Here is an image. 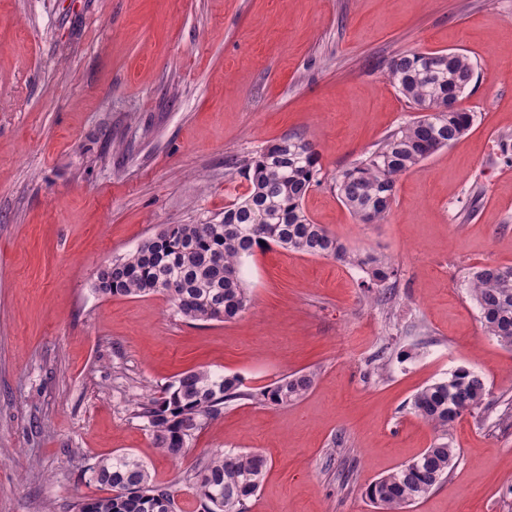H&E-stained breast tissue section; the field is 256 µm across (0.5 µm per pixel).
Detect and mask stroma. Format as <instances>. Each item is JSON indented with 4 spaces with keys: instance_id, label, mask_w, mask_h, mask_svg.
<instances>
[{
    "instance_id": "stroma-1",
    "label": "stroma",
    "mask_w": 512,
    "mask_h": 512,
    "mask_svg": "<svg viewBox=\"0 0 512 512\" xmlns=\"http://www.w3.org/2000/svg\"><path fill=\"white\" fill-rule=\"evenodd\" d=\"M413 51L471 59L473 123L362 224L336 177L416 117L387 80ZM293 134L320 154L309 217L394 260L392 303L359 270L276 245L244 262L251 305L230 322L95 293L164 225L222 212ZM508 135L512 0H0V512H73L97 492L89 464L119 453L199 512L186 477L224 449L268 459L249 512H376L366 488L435 439L410 399L461 367L490 408L459 420L456 466L411 512H512V349L468 293L474 269L512 265ZM198 367L249 388L316 380L285 407L229 405L173 459L133 403Z\"/></svg>"
}]
</instances>
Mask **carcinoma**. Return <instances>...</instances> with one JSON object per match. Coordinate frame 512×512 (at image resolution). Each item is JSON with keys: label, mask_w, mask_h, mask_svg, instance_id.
I'll list each match as a JSON object with an SVG mask.
<instances>
[{"label": "carcinoma", "mask_w": 512, "mask_h": 512, "mask_svg": "<svg viewBox=\"0 0 512 512\" xmlns=\"http://www.w3.org/2000/svg\"><path fill=\"white\" fill-rule=\"evenodd\" d=\"M443 55L411 52L390 61V82L416 109L444 99L450 109L418 115L338 175V196L362 223L383 220L398 179L471 127L473 115L460 103L472 83L474 65L459 53L446 59ZM246 169L250 187L224 206L223 215L166 225L103 268L95 292L102 297L161 294L188 321H230L250 303L242 265L255 249L269 243L358 268L367 276L364 288L384 283L387 290L394 288L398 268L390 259L348 249L307 215L304 200L319 174L312 142L301 136L283 137L264 148ZM470 293L487 334L512 348V265H485L474 271ZM315 377L312 371L287 375L254 393L236 374L190 369L169 382L162 397L136 401L134 418L151 432L158 448L178 457L192 447L197 433L224 413L226 404L254 400L286 406L303 397ZM487 396L483 375L468 368L419 390L411 400L412 413L434 428L436 439L418 457L372 483L366 490L370 503L380 512H399L446 478L460 457L451 430L464 415L485 411ZM267 467V458L256 452L229 450L205 456L190 475L202 512H248ZM89 471L90 481L105 494L79 499L74 512H178L171 487L156 482L147 466L130 454L98 460Z\"/></svg>", "instance_id": "obj_1"}]
</instances>
